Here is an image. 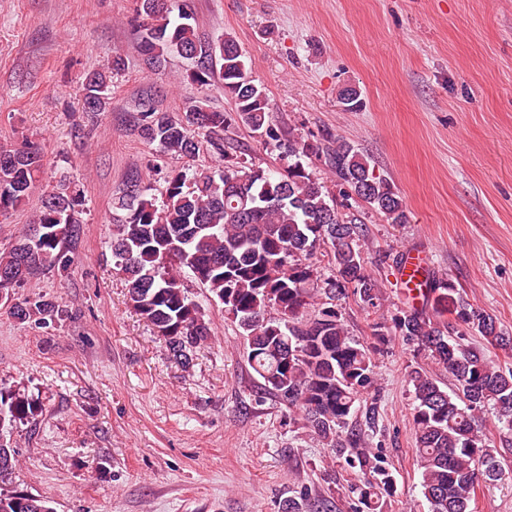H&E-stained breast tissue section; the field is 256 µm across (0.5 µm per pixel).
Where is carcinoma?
<instances>
[{
	"label": "carcinoma",
	"instance_id": "1",
	"mask_svg": "<svg viewBox=\"0 0 512 512\" xmlns=\"http://www.w3.org/2000/svg\"><path fill=\"white\" fill-rule=\"evenodd\" d=\"M167 0H136L141 50L159 68L173 51L196 59L192 79L202 87L224 90L233 112L195 107L173 118L153 104L142 105L135 131L163 153L193 156L201 137L224 155L217 135L237 120L266 143L285 148L287 164L276 170L228 164L187 177L173 172L164 179L161 198L151 184L134 181L114 201L124 216L112 225L114 268L128 288V305L163 339L172 357L190 364V352L211 336L200 307L189 299L180 272L187 269L211 298L224 306L239 329L247 361L261 389L276 395L299 416L302 427L358 465L364 480L353 512H376L393 495L395 482L367 450L376 428L378 403L364 411V426H351L363 394L374 388L375 355L389 336L443 366L454 389H442L428 372L414 367L412 424L421 492L429 512H472L477 492L501 478L494 438L478 427L488 410L497 414L499 442L512 445V368L489 361L468 342L476 335L486 344L512 351V335L496 318L466 302L452 280L426 275L425 306L409 307L390 322L373 325L371 338L349 336L336 306L309 314L317 293L330 301L348 294L364 307L379 300L380 284L363 256L364 229L341 208L354 199L381 214L389 224L409 223L403 197L372 160L354 144L324 138L281 142L264 89L248 72L245 55L226 36L212 43L198 38L189 0L176 17ZM111 76L88 73L82 83L85 112L110 105ZM315 158L334 178L342 201L325 189L306 160ZM43 164L33 142L0 146V213L18 208L38 182ZM84 191L62 175L46 191L35 225L8 250L0 252V291L11 292L45 270L67 271L73 263L68 245L79 230ZM330 248L331 274L321 277L313 262L318 249ZM21 323L47 327L67 316L56 301L37 296L9 307ZM39 411L36 399L19 389L0 388V512H30L29 499L53 512L44 498L12 487L16 449L3 434ZM351 426L347 435L340 429Z\"/></svg>",
	"mask_w": 512,
	"mask_h": 512
}]
</instances>
